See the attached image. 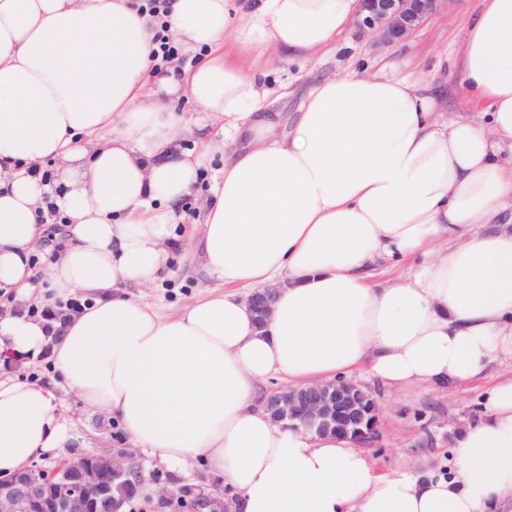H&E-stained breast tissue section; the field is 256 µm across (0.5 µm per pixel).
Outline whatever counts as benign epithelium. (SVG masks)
<instances>
[{
    "instance_id": "obj_1",
    "label": "benign epithelium",
    "mask_w": 512,
    "mask_h": 512,
    "mask_svg": "<svg viewBox=\"0 0 512 512\" xmlns=\"http://www.w3.org/2000/svg\"><path fill=\"white\" fill-rule=\"evenodd\" d=\"M454 0H358L355 26L381 47H391L410 36L436 15L448 11ZM273 291L257 290L249 303L264 323ZM262 405L274 423L286 422L312 435L334 433L354 444H367L377 435L379 408L372 393L353 380H336L265 396ZM153 494L145 482L131 447H116L92 455L62 460L50 467L33 465L0 477V512H126L144 499L150 512H231L226 493L203 483L175 487L154 477ZM129 492L123 499L114 486Z\"/></svg>"
}]
</instances>
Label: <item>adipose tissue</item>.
<instances>
[{"instance_id": "adipose-tissue-1", "label": "adipose tissue", "mask_w": 512, "mask_h": 512, "mask_svg": "<svg viewBox=\"0 0 512 512\" xmlns=\"http://www.w3.org/2000/svg\"><path fill=\"white\" fill-rule=\"evenodd\" d=\"M357 0H172L168 34L196 64L154 69L139 0H0V293L88 301L66 322L0 314V354L49 356L61 387L169 469L195 461L232 512H495L512 499V375L488 387L447 476L377 474L351 441L275 424L257 402L360 373L396 390L462 384L512 362V0H478L459 49L483 124L378 75L269 109L257 49L313 54ZM187 96L193 114L175 111ZM214 126L199 153L187 125ZM208 295L169 315L154 285L200 168ZM53 161L57 178L44 180ZM67 241L43 268L47 226ZM274 291L265 324L248 298ZM72 416L38 378L0 375V474L70 446Z\"/></svg>"}]
</instances>
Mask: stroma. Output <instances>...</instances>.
I'll use <instances>...</instances> for the list:
<instances>
[{
  "instance_id": "stroma-1",
  "label": "stroma",
  "mask_w": 512,
  "mask_h": 512,
  "mask_svg": "<svg viewBox=\"0 0 512 512\" xmlns=\"http://www.w3.org/2000/svg\"><path fill=\"white\" fill-rule=\"evenodd\" d=\"M469 15L452 7L428 21L402 43L376 46L370 37L349 28L332 50H321L300 58L287 59L272 48L255 51L251 59L265 67L264 82L276 91L287 87L288 97L274 101L273 111L290 114L297 110L301 98L315 81L347 74H380L391 79H406L443 96V109L449 117L481 120L479 109L467 104L460 85L458 50L464 37ZM220 161L202 169L197 185L183 204L184 218L176 226V247L171 251L168 267L152 288L130 289V296L143 300L161 312H169L214 288V281L201 270L202 245L198 238L202 200L222 177ZM501 364H491L483 378L448 389L410 388L393 392L380 384L364 380L363 385L379 406L378 435L362 446L361 451L375 464L378 473L398 476L423 473L434 468H454V447L458 432L476 419L482 409V395L493 376L502 372ZM64 403L76 422L78 442L61 449L59 459L79 452L101 449L104 441L119 445L125 438L121 425L103 414L83 407L74 394Z\"/></svg>"
}]
</instances>
